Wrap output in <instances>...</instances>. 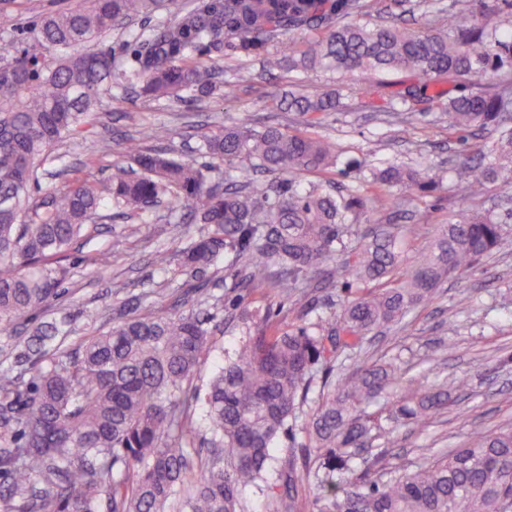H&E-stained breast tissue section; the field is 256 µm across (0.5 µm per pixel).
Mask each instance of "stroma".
Segmentation results:
<instances>
[{"label": "stroma", "mask_w": 512, "mask_h": 512, "mask_svg": "<svg viewBox=\"0 0 512 512\" xmlns=\"http://www.w3.org/2000/svg\"><path fill=\"white\" fill-rule=\"evenodd\" d=\"M368 2L369 16L376 21L416 29L428 17L425 0ZM191 3L173 0L169 11L112 31L103 45L111 49L116 61L134 66L137 38ZM67 5L68 0H0V62L10 60L21 49L34 20ZM271 50L267 44L248 54L218 59L223 82L197 103L158 102L113 90L99 102L96 134L79 147L59 146L52 165L55 175L41 180V189L65 184L76 167H87L99 178L110 176L114 166L128 164L127 142L146 130L154 131L158 148L207 168L209 158L195 150L203 128L233 125L244 117L257 126L302 127V116L281 110L277 98L288 90L303 88L336 98V110L325 117L320 131L336 142L337 186H357L361 172L388 163L428 166L440 174L438 188L428 193L398 186L387 190L388 196L401 202L404 223L418 227L417 236L409 243V260H416L436 225L470 210V202L455 193L456 172L448 162L460 155L480 161L497 138L492 128L475 126L462 136L449 134L435 108L412 113L405 125L389 122L377 106L381 96L393 91L396 74L383 75L380 96L371 97L362 93L352 74L339 80L322 69L307 74L266 70L263 60ZM199 230L196 224L177 223L164 210L132 219L116 216L91 222L62 261L67 270L64 294L46 308L47 317L76 318L88 307L97 308L101 320L107 322L120 320L133 306L144 313L162 314L179 309L187 290L205 285L212 316L211 356L208 369L195 380L197 387H205L211 367L233 357L264 321L296 324L300 312L292 297L269 289L238 287L226 262L198 277L188 274L181 265V250ZM159 248L171 255V264L164 270L152 264ZM116 281L124 282L122 292H114ZM507 294L512 296V253L498 252L456 273L433 302L414 309L395 331L374 340L368 363L396 360L403 377H419L430 388L447 383L458 401L457 407L436 417L428 428L396 426L391 453L423 458L429 449L455 447L465 435L512 421V303L504 302Z\"/></svg>", "instance_id": "obj_1"}]
</instances>
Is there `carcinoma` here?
I'll return each mask as SVG.
<instances>
[{"label":"carcinoma","instance_id":"carcinoma-1","mask_svg":"<svg viewBox=\"0 0 512 512\" xmlns=\"http://www.w3.org/2000/svg\"><path fill=\"white\" fill-rule=\"evenodd\" d=\"M167 2L70 0L35 21L27 45L0 64V334L61 296L62 258L108 204L131 218L167 202L181 211L180 223L204 226L182 251L187 270L204 273L227 253L243 287L286 291L304 316L308 289L335 284L337 273L356 294L338 317L265 324L214 370L202 414L192 387L210 354L205 289L194 288L187 310L134 311L108 327L87 308L89 333L73 346L67 319L40 322L10 345L0 367V512H244L241 492L261 482L269 512H307L305 484L318 491L317 512H512V422L423 463H393L385 448L373 449L389 436L366 412L391 367L359 364L374 335L436 299L455 273L512 251V229L494 212L438 225L409 265L404 239L416 229L371 221L377 196L295 187V176L336 167L334 142L247 119L200 135L197 150L213 160L216 183L138 142L128 147L130 166L106 178L76 176L41 201L31 193L58 144L79 146L94 133L99 98L113 87L197 101L215 88L204 52L279 42L295 68L359 72L367 95L381 74L405 75L396 103L380 107L402 123L429 82H466L439 109L450 131L499 128L489 161L457 167V193L481 199L512 184V12L474 0L463 24L448 26L435 9L433 29L416 31L338 20L368 15L362 0H198L147 38L132 70L118 68L110 50L90 48L117 22L148 18ZM293 30L310 35L295 43ZM48 47L57 52L51 61L43 58ZM287 106L314 126L335 103L298 93ZM235 161L278 181L228 186L221 165ZM437 184L428 168L388 165L371 170L364 189L427 192ZM362 216L370 222L363 232ZM449 402L448 392L425 393L413 379L394 421L425 427ZM282 435L290 441L285 458L276 455Z\"/></svg>","mask_w":512,"mask_h":512}]
</instances>
